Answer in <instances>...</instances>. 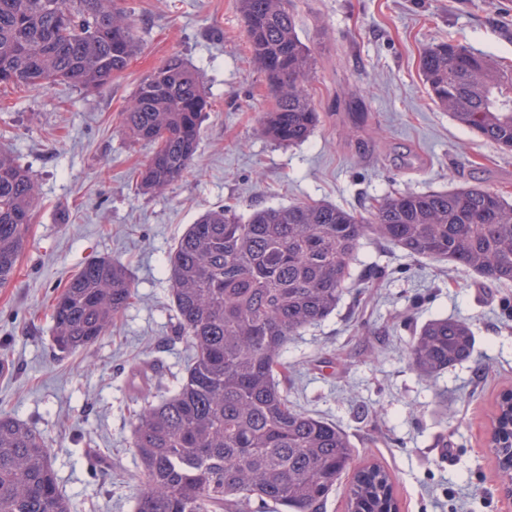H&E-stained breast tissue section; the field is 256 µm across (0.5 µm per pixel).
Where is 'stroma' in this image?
Segmentation results:
<instances>
[{"label": "stroma", "mask_w": 512, "mask_h": 512, "mask_svg": "<svg viewBox=\"0 0 512 512\" xmlns=\"http://www.w3.org/2000/svg\"><path fill=\"white\" fill-rule=\"evenodd\" d=\"M140 47L104 89L0 90V148L38 185L13 280L0 287V415L42 433L72 512H133L129 410L182 375L164 263L204 212L241 214L321 201L354 212L374 195L478 184L512 198V153L459 126L419 69L431 44L461 43L512 68V0H291L315 60L308 88L321 122L281 146L261 130L272 106L247 48L239 0H130ZM200 71L211 97L194 166L158 193L136 191L149 148L121 112L171 55ZM123 265L135 290L111 336L63 355L52 302L89 260ZM512 285L449 271L374 238L363 242L336 310L288 344V398L340 425L358 462L390 474L400 512H512L496 478L490 417L512 388ZM475 332L473 358L425 381L406 348L429 319Z\"/></svg>", "instance_id": "1"}]
</instances>
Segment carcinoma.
Returning a JSON list of instances; mask_svg holds the SVG:
<instances>
[{"label": "carcinoma", "instance_id": "obj_1", "mask_svg": "<svg viewBox=\"0 0 512 512\" xmlns=\"http://www.w3.org/2000/svg\"><path fill=\"white\" fill-rule=\"evenodd\" d=\"M251 57L274 107L263 131L280 145L306 141L320 122L307 82L314 62L290 0H239ZM139 48L123 0H0V85L67 83L97 91ZM420 67L431 98L470 132L512 152V71L460 44L431 46ZM211 102L178 54L128 99L122 124L150 146L135 172L144 191L189 171ZM37 201L33 178L0 151V286L12 281ZM410 257L512 283V203L472 185L373 198L358 214L323 202L265 207L244 218L226 205L203 214L168 254L165 270L192 355L186 374L133 411L141 492L134 512H325L355 460L340 427L296 409L277 378L288 341L326 319L341 300L364 238ZM134 291L125 268L86 263L55 297L54 348L84 351L112 330ZM471 326L428 321L407 348L422 378L472 358ZM353 469V468H351ZM388 472L353 469L347 512H392ZM0 512H71L45 437L0 416Z\"/></svg>", "mask_w": 512, "mask_h": 512}]
</instances>
